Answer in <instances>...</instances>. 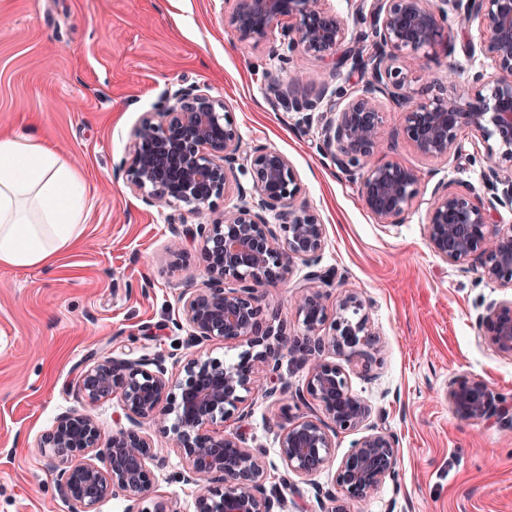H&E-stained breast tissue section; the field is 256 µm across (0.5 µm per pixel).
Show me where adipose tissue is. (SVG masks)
I'll list each match as a JSON object with an SVG mask.
<instances>
[{
  "label": "adipose tissue",
  "instance_id": "adipose-tissue-1",
  "mask_svg": "<svg viewBox=\"0 0 512 512\" xmlns=\"http://www.w3.org/2000/svg\"><path fill=\"white\" fill-rule=\"evenodd\" d=\"M82 174L56 150L0 134V266H48L79 240Z\"/></svg>",
  "mask_w": 512,
  "mask_h": 512
}]
</instances>
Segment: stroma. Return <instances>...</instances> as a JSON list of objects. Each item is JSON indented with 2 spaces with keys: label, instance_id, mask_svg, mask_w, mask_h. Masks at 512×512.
Listing matches in <instances>:
<instances>
[{
  "label": "stroma",
  "instance_id": "stroma-1",
  "mask_svg": "<svg viewBox=\"0 0 512 512\" xmlns=\"http://www.w3.org/2000/svg\"><path fill=\"white\" fill-rule=\"evenodd\" d=\"M447 52L420 58L416 89L437 94L453 67L494 72L471 55L477 27L456 21ZM280 33L257 43L225 24L224 0H0V133L32 134L86 177L89 215L78 244L51 267L0 266V512H74L57 490V472L38 451L58 417L91 415L104 433L126 426L119 397L89 402L80 372L100 357L163 361L176 370L187 353L180 293L200 287L204 261L187 229L191 214L148 206L125 182L133 132L166 93L205 85L223 100L245 146L286 155L302 201L326 229L319 270H335L368 304L380 333L376 361L336 357L354 393L399 440L398 475L366 501L318 498L333 489L334 467L288 473L276 435L287 394L247 397L228 421L267 465L287 512H512V421L463 420L448 406L460 375L512 399V355L485 344L476 324L483 303L512 297L472 265H450L424 231L438 182L481 186L472 143L448 161L420 157L404 139L384 159L424 174L418 201L402 224H377L356 183L319 150L320 128L266 99L267 72L285 73ZM351 63L332 69L308 57L299 93L353 86ZM307 268L294 262L266 290L288 334L300 331L290 306ZM141 430L158 447L153 500L169 512H194L195 488L184 462L156 425Z\"/></svg>",
  "mask_w": 512,
  "mask_h": 512
}]
</instances>
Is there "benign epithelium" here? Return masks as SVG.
I'll use <instances>...</instances> for the list:
<instances>
[{
  "instance_id": "benign-epithelium-1",
  "label": "benign epithelium",
  "mask_w": 512,
  "mask_h": 512,
  "mask_svg": "<svg viewBox=\"0 0 512 512\" xmlns=\"http://www.w3.org/2000/svg\"><path fill=\"white\" fill-rule=\"evenodd\" d=\"M322 0H224L227 20L242 39L260 41L274 30L302 56H335L347 39V20L327 10ZM355 20L369 27V48L353 44L341 60L363 74L358 89H323L315 97L293 94L288 85L269 83L273 108L298 115L297 125H321L320 149L342 173L360 182L367 210L378 223H400L420 195V171L393 162L367 165L385 141L402 135L424 159L442 161L462 149L460 136L482 144V180L487 204L473 201L475 187L438 182L431 194L425 236L433 253L451 265L479 263L483 280L512 288V234L492 222L500 208L512 210V0H356ZM477 23L478 51L495 72H467L481 87L473 98L439 93L413 102L415 76L408 62L446 49L449 19ZM384 96L400 112L396 129L385 128L379 108ZM250 175L246 188L236 172ZM128 187L150 206H185L196 217L214 213L215 200L236 188L238 204L220 217L196 225L207 274L204 287L180 294L182 317L193 349L173 379L158 361L104 358L78 381L91 402L119 397L130 427L107 440L86 413L60 416L43 436L39 451L60 464L58 490L77 507L94 512L118 491L143 502L154 492L151 465L157 459L152 440L139 427L153 422L169 435L184 461L183 479L196 487L195 512H283V497L267 492V468L261 456L238 435L222 429L234 417L245 394L263 389L283 365L311 363L306 392L296 400L318 403L325 419L297 417L282 408L286 425L277 438L288 470L307 476L334 462L332 434L361 428L366 434L337 462L334 483L342 497L363 501L397 475L398 438L372 422L373 410L351 389L343 369L326 354L372 359L380 337L366 301L353 289L336 297L335 307L314 283L330 282L328 272L311 271L292 292L300 334L290 338L263 303L259 287L275 284L297 261H320L325 225L299 202L300 182L288 158L276 149L242 150L241 135L224 102L199 85L177 89L135 129L124 168ZM278 212V223L265 213ZM234 280L238 287L228 288ZM484 341L512 354V298L491 300L477 317ZM247 342L236 363L201 354L215 341ZM448 403L464 420L500 422L512 404L488 385L466 375L448 388Z\"/></svg>"
}]
</instances>
